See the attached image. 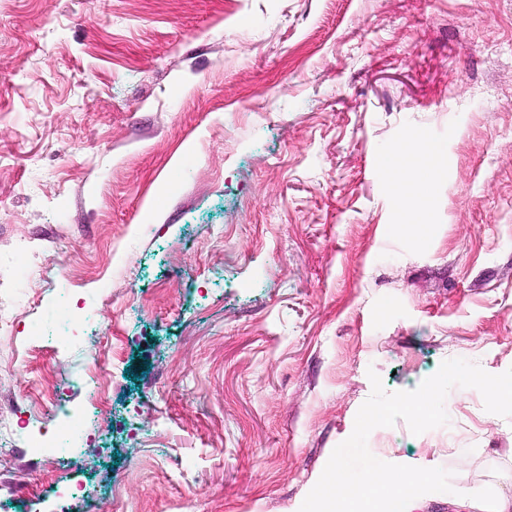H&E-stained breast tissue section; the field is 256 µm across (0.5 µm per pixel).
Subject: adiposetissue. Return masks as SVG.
Masks as SVG:
<instances>
[{"instance_id": "adipose-tissue-1", "label": "adipose tissue", "mask_w": 512, "mask_h": 512, "mask_svg": "<svg viewBox=\"0 0 512 512\" xmlns=\"http://www.w3.org/2000/svg\"><path fill=\"white\" fill-rule=\"evenodd\" d=\"M440 151L430 146L418 148L413 141H405L398 149L386 157V168L397 186V202L404 220L410 221L420 239H428L430 221L416 216L411 205L412 198L426 197L427 185L421 184L418 175L422 172H435L439 165Z\"/></svg>"}]
</instances>
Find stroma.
<instances>
[{"label": "stroma", "instance_id": "35a3bbf8", "mask_svg": "<svg viewBox=\"0 0 512 512\" xmlns=\"http://www.w3.org/2000/svg\"><path fill=\"white\" fill-rule=\"evenodd\" d=\"M0 320V512H299L369 372L512 368V0H0ZM445 409L370 452L512 497ZM440 150L434 146L420 149L413 140L405 141L398 149L386 156L388 172L396 182L397 202L407 229H415L421 240H428L431 224L427 217H417L412 209L413 197L424 198L428 194L429 184H421L420 172L433 174L439 165ZM414 220L413 222H408Z\"/></svg>", "mask_w": 512, "mask_h": 512}]
</instances>
